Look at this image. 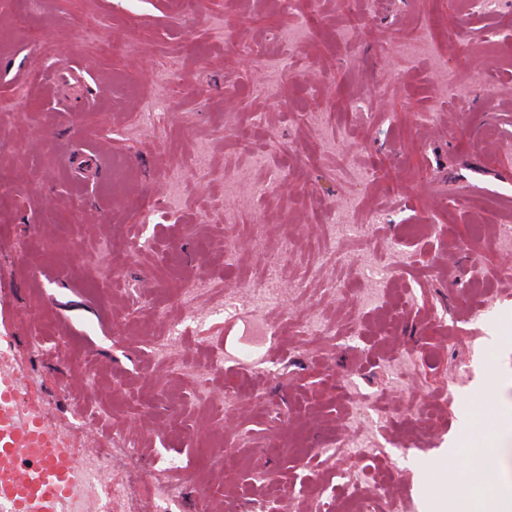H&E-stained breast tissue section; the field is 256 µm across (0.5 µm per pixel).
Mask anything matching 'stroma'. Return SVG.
<instances>
[{
	"label": "stroma",
	"instance_id": "obj_1",
	"mask_svg": "<svg viewBox=\"0 0 512 512\" xmlns=\"http://www.w3.org/2000/svg\"><path fill=\"white\" fill-rule=\"evenodd\" d=\"M265 179L272 194L252 198ZM343 207L360 238L302 249ZM509 222L512 0L492 15L459 0H0V336L20 339L8 366L40 385L51 425L112 444L128 487L111 512H156L125 471L130 445L142 474L180 458L171 512H257L283 494L309 512L362 462L324 468L291 437L315 448L362 425L361 398L391 414L370 464L396 462L386 493L403 512H512V247L492 234ZM270 261L282 300L258 312L247 285ZM370 261L403 266L382 289L412 299L395 318L330 290ZM186 279L242 302L203 295L201 320L182 322ZM315 311L360 344L289 334ZM160 312L182 324L177 357L235 405L197 402V382L156 363ZM219 444L234 460L208 467Z\"/></svg>",
	"mask_w": 512,
	"mask_h": 512
}]
</instances>
